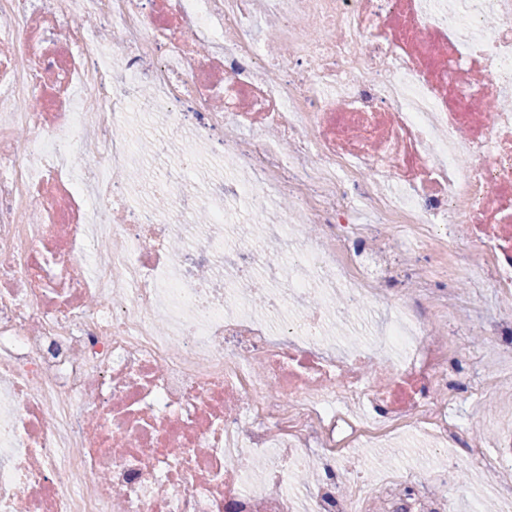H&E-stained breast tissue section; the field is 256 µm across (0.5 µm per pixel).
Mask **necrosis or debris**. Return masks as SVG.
Wrapping results in <instances>:
<instances>
[{
	"label": "necrosis or debris",
	"mask_w": 512,
	"mask_h": 512,
	"mask_svg": "<svg viewBox=\"0 0 512 512\" xmlns=\"http://www.w3.org/2000/svg\"><path fill=\"white\" fill-rule=\"evenodd\" d=\"M511 100L512 0H0V512H455L353 446L460 445L459 280L512 335Z\"/></svg>",
	"instance_id": "obj_1"
}]
</instances>
